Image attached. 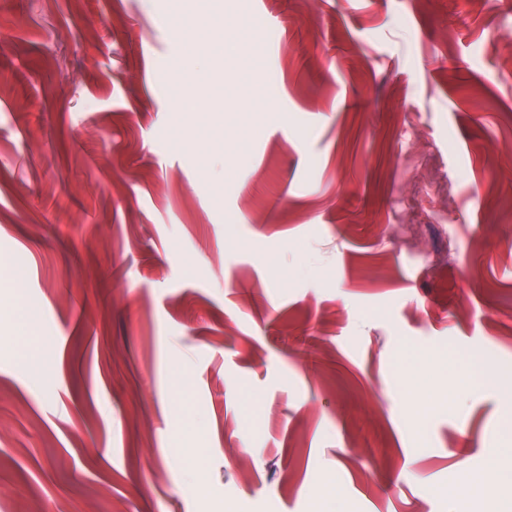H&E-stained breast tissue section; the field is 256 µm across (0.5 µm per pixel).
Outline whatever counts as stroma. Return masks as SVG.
Segmentation results:
<instances>
[{"mask_svg":"<svg viewBox=\"0 0 512 512\" xmlns=\"http://www.w3.org/2000/svg\"><path fill=\"white\" fill-rule=\"evenodd\" d=\"M509 43L512 0H0V512H492ZM315 512H346L345 504L332 486L325 484L313 495Z\"/></svg>","mask_w":512,"mask_h":512,"instance_id":"obj_1","label":"stroma"}]
</instances>
